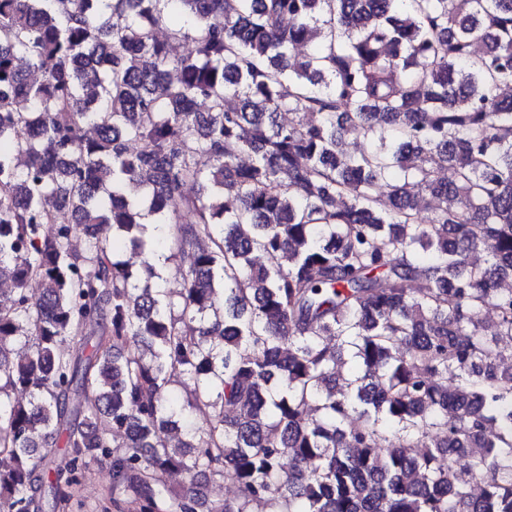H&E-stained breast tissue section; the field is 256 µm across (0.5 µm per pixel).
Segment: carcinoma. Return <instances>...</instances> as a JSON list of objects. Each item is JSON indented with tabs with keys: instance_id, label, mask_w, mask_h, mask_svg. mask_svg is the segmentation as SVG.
I'll return each mask as SVG.
<instances>
[{
	"instance_id": "cac0c4a2",
	"label": "carcinoma",
	"mask_w": 512,
	"mask_h": 512,
	"mask_svg": "<svg viewBox=\"0 0 512 512\" xmlns=\"http://www.w3.org/2000/svg\"><path fill=\"white\" fill-rule=\"evenodd\" d=\"M2 279L0 512H512V0H0ZM82 482V490L69 512H102L103 490L112 484V474L108 469L93 467Z\"/></svg>"
}]
</instances>
